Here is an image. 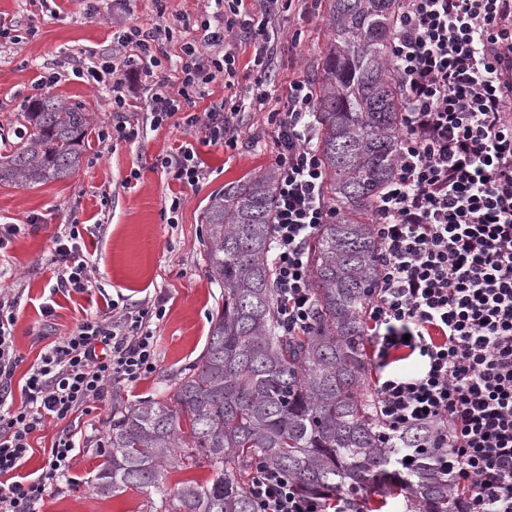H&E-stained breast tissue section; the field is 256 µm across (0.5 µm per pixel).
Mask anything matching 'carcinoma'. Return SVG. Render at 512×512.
<instances>
[{"label":"carcinoma","instance_id":"1","mask_svg":"<svg viewBox=\"0 0 512 512\" xmlns=\"http://www.w3.org/2000/svg\"><path fill=\"white\" fill-rule=\"evenodd\" d=\"M398 0H330L333 43L313 79L315 149L324 198L338 219L307 243L311 324L290 332L269 264L278 174L267 170L213 193L203 211L208 272L224 287L202 358L185 369L170 400L112 409L96 491H153L166 512H254L253 469L278 471L308 497L331 501L400 489L411 512H464L467 494L427 450L429 431L380 434L365 310L379 278L367 211L397 168L401 93L388 62ZM18 147L0 153V184L36 185L69 176L91 133L89 112L55 95L24 104ZM189 425L181 432L180 422ZM413 456L398 467L399 454ZM184 454L212 469L168 497L162 468Z\"/></svg>","mask_w":512,"mask_h":512}]
</instances>
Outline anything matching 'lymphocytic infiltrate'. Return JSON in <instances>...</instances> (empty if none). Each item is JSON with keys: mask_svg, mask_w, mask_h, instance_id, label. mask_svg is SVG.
<instances>
[{"mask_svg": "<svg viewBox=\"0 0 512 512\" xmlns=\"http://www.w3.org/2000/svg\"><path fill=\"white\" fill-rule=\"evenodd\" d=\"M202 42L176 54L163 89L151 83L167 56L153 33L134 26L112 56L82 63L80 74L108 88L113 133L128 140L135 98L128 71L149 104L151 123L182 116L210 143L236 146L234 117L263 105L250 91L222 110L183 114L198 88L235 84L236 59L223 45L251 26L243 0H207ZM392 73L403 91L397 172L369 214L380 246V280L367 311L374 344L377 413L386 435L426 426L445 448L454 484L469 488L467 512H512V0H401L395 15ZM313 95L288 85L279 120V177L272 273L281 316L291 331L311 319L306 242L337 212L321 193L324 171L312 145ZM78 226L57 236L56 288L91 285ZM163 300L113 307L108 319L84 317L53 341L13 397L19 357L16 302L0 293V512H40L47 489L69 481L82 452L70 424L109 389L134 384L155 368L153 327ZM418 360V371H394ZM62 423L39 474L20 469L30 438L47 420ZM255 512H352L350 498L327 503L301 495L279 472L257 467L249 482Z\"/></svg>", "mask_w": 512, "mask_h": 512, "instance_id": "1", "label": "lymphocytic infiltrate"}]
</instances>
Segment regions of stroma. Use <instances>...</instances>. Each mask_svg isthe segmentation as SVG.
Segmentation results:
<instances>
[{
  "label": "stroma",
  "instance_id": "1",
  "mask_svg": "<svg viewBox=\"0 0 512 512\" xmlns=\"http://www.w3.org/2000/svg\"><path fill=\"white\" fill-rule=\"evenodd\" d=\"M95 5L91 14L85 0H0V23L11 30L0 38V152L16 146V117L34 97L31 81L40 71L58 72L51 93L93 114L82 163L67 178L34 186L0 185V225L23 227L0 251V290L20 294L14 327L20 377L45 346L71 332L85 315L110 316L109 300L121 297L131 304L164 298L154 371L116 392L115 398L130 404L172 396L181 372L199 359L211 313L224 301L221 284L206 267L204 207L224 185L274 167V115L287 109L290 81H309L320 72L331 32L327 0H279L269 14L262 0H244L247 12L268 21L266 68L253 64L254 40L237 33L226 42L237 59L234 86L213 82L190 106L200 114L262 85L268 92L264 109L236 118V148L208 143L199 125L151 126L143 101L128 115L137 137L105 140L102 130L116 121L110 97L78 77L80 61L111 55L114 33L131 25L168 29L172 52L183 42L202 41L205 7L202 0H96ZM188 142L204 162V176L192 186L159 164L160 157ZM175 197L181 206L174 213L170 204ZM71 224L90 230L85 256L92 287L64 295L54 290L58 264L53 241ZM48 302L53 314L45 317L41 309ZM112 400L91 403L82 417L86 449L73 465L71 482L45 494L41 512H151L147 493L126 489L103 498L95 490L94 476L104 463L98 447L112 430Z\"/></svg>",
  "mask_w": 512,
  "mask_h": 512
}]
</instances>
